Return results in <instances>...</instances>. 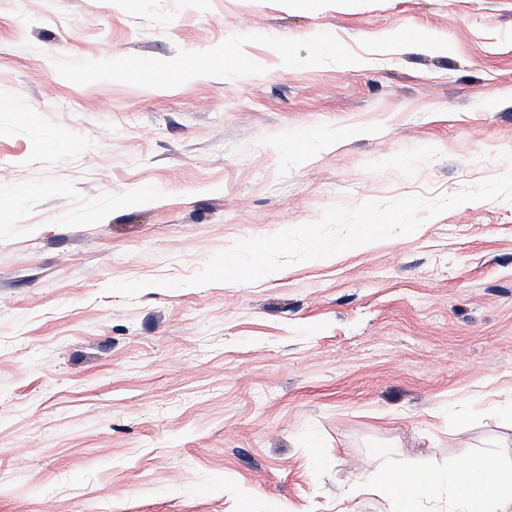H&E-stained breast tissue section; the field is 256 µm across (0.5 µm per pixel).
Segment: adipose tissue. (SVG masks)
<instances>
[{
	"mask_svg": "<svg viewBox=\"0 0 512 512\" xmlns=\"http://www.w3.org/2000/svg\"><path fill=\"white\" fill-rule=\"evenodd\" d=\"M404 493L390 512H421L424 504L445 502L447 512H512V468L492 454L461 463L448 478L407 477Z\"/></svg>",
	"mask_w": 512,
	"mask_h": 512,
	"instance_id": "ef3b65f1",
	"label": "adipose tissue"
}]
</instances>
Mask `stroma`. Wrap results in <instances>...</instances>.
Returning a JSON list of instances; mask_svg holds the SVG:
<instances>
[{"label":"stroma","instance_id":"1","mask_svg":"<svg viewBox=\"0 0 512 512\" xmlns=\"http://www.w3.org/2000/svg\"><path fill=\"white\" fill-rule=\"evenodd\" d=\"M506 151L512 0H0V512H386L389 459L512 466L511 201L106 290Z\"/></svg>","mask_w":512,"mask_h":512}]
</instances>
